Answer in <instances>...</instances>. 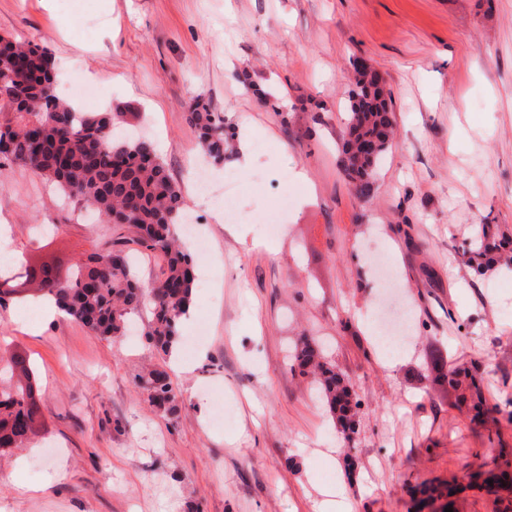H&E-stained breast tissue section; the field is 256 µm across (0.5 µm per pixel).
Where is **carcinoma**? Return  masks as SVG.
<instances>
[{
    "label": "carcinoma",
    "instance_id": "obj_1",
    "mask_svg": "<svg viewBox=\"0 0 512 512\" xmlns=\"http://www.w3.org/2000/svg\"><path fill=\"white\" fill-rule=\"evenodd\" d=\"M50 61L46 47L0 36V62L12 68L10 79L0 87V138L7 139L5 150L0 152L4 154L0 167L27 168L115 230L135 228L136 243L161 254L165 267L155 286L143 288L134 256L123 249L119 236L111 245L75 262L63 279L55 277L53 266L48 264L40 266L39 275L31 274L25 259L0 267V280L25 287L19 300L35 295L50 299L67 318L105 338L125 335L130 318L145 308L149 343L166 356L178 346L182 317L195 298V259L179 246L176 232L185 215L181 188L151 140L117 138V126L126 123L132 113L86 114L75 109L58 94ZM186 120L197 130L206 157L216 164L223 162L228 143L224 113L213 111L208 102L197 98ZM394 122L388 92L365 86L363 73L357 72L343 164L347 175H359L354 186L361 197L373 188L372 179L362 177L367 164V158L360 154L363 142H376V160H381ZM510 243L512 238L500 225L480 224L464 251L466 263L481 273ZM291 361L316 377L338 431L347 442H353L358 403L353 401L349 381L326 362L322 348L306 336L297 340ZM441 379L448 393L455 395L457 406L473 412V421H494L501 413L499 405L487 404L483 377L478 372L450 366ZM137 386L158 410L177 413L176 393L165 370L150 369L139 375ZM40 414L32 362L23 352L5 353L0 357V452L25 447ZM511 469L509 459L492 457L468 475V486L494 493L512 491Z\"/></svg>",
    "mask_w": 512,
    "mask_h": 512
}]
</instances>
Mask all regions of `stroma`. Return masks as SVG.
Masks as SVG:
<instances>
[{
  "mask_svg": "<svg viewBox=\"0 0 512 512\" xmlns=\"http://www.w3.org/2000/svg\"><path fill=\"white\" fill-rule=\"evenodd\" d=\"M0 36L45 46L59 83L104 84L82 111L136 112L209 242L181 326L208 338L171 377L173 416L136 385L162 361L144 336L62 316L31 332L20 304L0 305V352L33 360L42 411L0 463V512H317L328 489L352 512H411L410 486L512 454V424L475 427L431 363L440 349L476 365L490 402L512 396V274L463 257L476 225L512 235V0H0ZM357 62L381 74L396 120L366 197L341 165ZM198 96L254 148L250 179L230 181L229 154L208 168L235 224L194 201ZM284 189L271 236L260 219ZM77 208L30 170L0 171V227L32 261L67 268L111 240ZM394 290L411 325L393 361L370 330ZM303 334L352 383L354 445L290 368ZM19 466L35 491L16 489Z\"/></svg>",
  "mask_w": 512,
  "mask_h": 512,
  "instance_id": "35a3bbf8",
  "label": "stroma"
}]
</instances>
